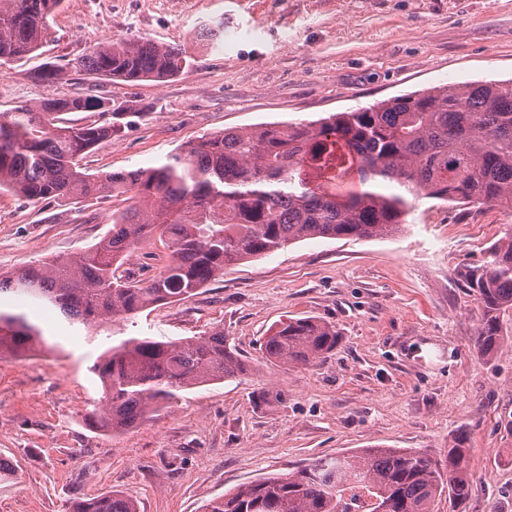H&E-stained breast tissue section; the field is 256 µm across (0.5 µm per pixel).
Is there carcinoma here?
I'll return each mask as SVG.
<instances>
[{
	"label": "carcinoma",
	"instance_id": "obj_1",
	"mask_svg": "<svg viewBox=\"0 0 512 512\" xmlns=\"http://www.w3.org/2000/svg\"><path fill=\"white\" fill-rule=\"evenodd\" d=\"M61 0H0V65L28 60L52 39ZM189 66L186 49L147 38L105 40L64 65L46 61L33 77L55 84L73 68L96 80L165 81ZM92 93L49 98L0 113V193L33 203L121 198L112 227L81 253L0 274V356L42 343V329L14 303L48 308L72 327L107 325L120 341L93 365L103 388L90 423L121 432L187 389L236 377L249 365L224 332L163 340L125 336L142 311L184 300L224 268L316 238L370 239L407 224L424 197L512 208V79L459 82L392 97L316 121L226 129L188 143L149 167L92 173L93 149L124 132L129 106L109 111ZM84 112L72 120L68 115ZM163 263L147 280L120 271L145 243ZM482 308L476 336L486 355L512 311V234L465 275ZM336 327L312 317L280 323L262 344L271 364L308 365L339 343ZM465 441L448 468L429 453L366 448L317 460L288 476L244 483L205 512H354L361 489L372 512H433L443 493L468 496ZM71 512H139L114 491L71 501Z\"/></svg>",
	"mask_w": 512,
	"mask_h": 512
}]
</instances>
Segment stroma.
Masks as SVG:
<instances>
[{"mask_svg":"<svg viewBox=\"0 0 512 512\" xmlns=\"http://www.w3.org/2000/svg\"><path fill=\"white\" fill-rule=\"evenodd\" d=\"M223 22L197 41L201 25ZM46 56L144 37L184 47L178 77L137 84L33 81L40 58L0 66V113L95 89L132 102L94 172L149 166L227 128L313 121L459 81L512 78V0H62ZM112 201L32 203L0 193V273L67 256L112 224ZM512 232V209L423 199L403 231L311 239L225 268L188 299L138 315L131 336L223 330L250 372L182 391L137 427H91L102 396L92 370L107 348L85 329L31 312L47 348L0 357V512H68L112 490L140 512H204L213 498L339 452L426 450L447 463L468 439L470 491L435 512H512V314L496 353L475 338L481 307L462 277ZM313 317L340 342L304 366L265 362L269 328Z\"/></svg>","mask_w":512,"mask_h":512,"instance_id":"obj_1","label":"stroma"}]
</instances>
